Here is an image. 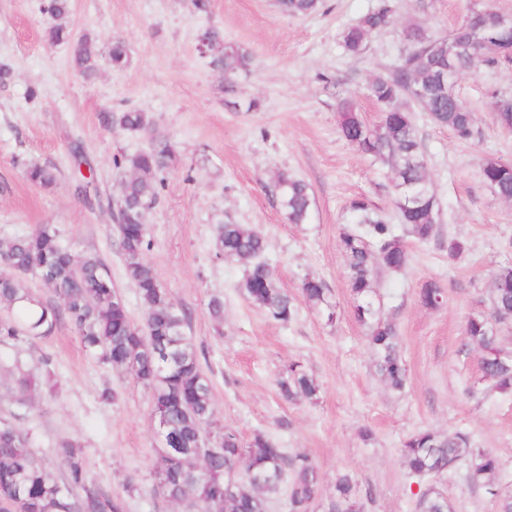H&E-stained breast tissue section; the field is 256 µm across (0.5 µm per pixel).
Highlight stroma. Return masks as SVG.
Returning <instances> with one entry per match:
<instances>
[{
    "label": "stroma",
    "instance_id": "1",
    "mask_svg": "<svg viewBox=\"0 0 512 512\" xmlns=\"http://www.w3.org/2000/svg\"><path fill=\"white\" fill-rule=\"evenodd\" d=\"M209 3L208 12L199 13L191 0H70L63 23L73 39L53 43L47 31L55 20L41 0H0V66L10 70L0 84V239L38 224L57 225L76 252L94 251L108 262L130 316L142 322L112 216L120 192L114 157L150 143L149 137L114 131L112 115L139 108L176 150L148 218L147 260L173 302L190 313L189 333L203 352L201 365L224 426L244 439L261 434L287 454L307 455L321 479L311 512H331L342 472L356 478L364 512H415L420 481L402 466L400 449L422 429L469 431L476 447L499 456L512 484V396L483 393L481 354L464 335L468 316L489 307L494 271L512 263V202L498 199L481 177L486 160H512V131L496 123L491 96L512 93V60L480 65L456 82L476 115L473 139H458L421 108L413 110L439 202L438 232L425 243L406 238L404 271H375L381 312L396 326L407 368L402 394L376 372L339 246L353 198L366 197L388 223H398L390 172L342 137L337 112L339 100L349 97L362 121L378 123L380 109L365 85L388 72L404 50L407 24L444 36L474 10L512 14V0H394L393 24L374 33L359 58L345 55L342 33L376 0H323L320 12L301 17L280 14L276 0ZM210 25L252 56L250 71L235 80V97L259 99L258 111L226 106L224 76L198 48L199 31ZM86 33L103 51L113 38H123L125 66L112 68L103 54L96 77L84 79L71 58L74 38ZM76 148L92 165L94 185L86 198L72 157ZM29 162L55 166L56 186L28 182L22 168ZM283 171L312 192L307 223H288L279 205L275 183ZM219 215L265 234V259L289 294L298 295L305 278L324 281L335 321L303 303L283 324L247 301L240 291L243 265L213 248ZM452 237L467 243L454 261L447 250ZM428 281L445 290L439 308L418 300ZM215 296L224 301L219 322L208 310ZM44 356L52 362L50 377L41 378L26 408H17L15 360L39 373ZM294 360L318 382L314 400L281 397L277 375ZM107 388L117 395L114 403L100 398ZM16 411L35 453L48 458L60 442L80 445L89 478L122 497L126 512H186L154 493L151 469L162 438L147 391L129 373L87 354L69 323L22 356L0 347V415ZM436 483L454 512H498L496 499L472 487L464 470Z\"/></svg>",
    "mask_w": 512,
    "mask_h": 512
}]
</instances>
